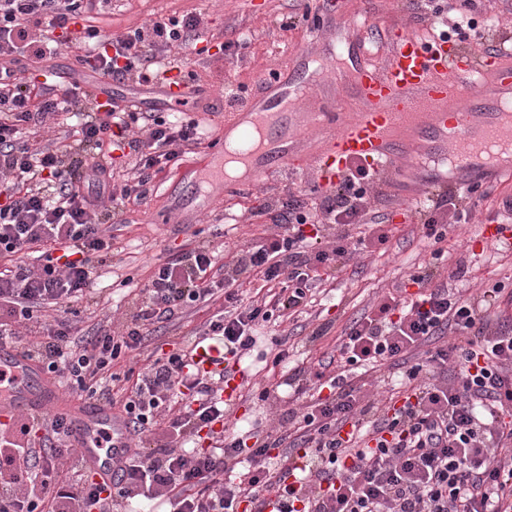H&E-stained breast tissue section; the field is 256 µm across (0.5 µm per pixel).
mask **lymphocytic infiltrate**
Returning a JSON list of instances; mask_svg holds the SVG:
<instances>
[{
	"mask_svg": "<svg viewBox=\"0 0 512 512\" xmlns=\"http://www.w3.org/2000/svg\"><path fill=\"white\" fill-rule=\"evenodd\" d=\"M108 0H0V344H10L65 379L82 400L112 403L124 382L121 414L133 448L112 483L73 480L59 467L71 454L62 414L15 418L0 427V512H120L139 498L162 500L170 512H261L278 490V512H512V331L493 324L499 288L480 298L454 288L462 268L440 278L434 268L412 275L411 297L389 293L353 322L315 373V395L288 410L264 441L229 435L208 452L191 449L200 431L223 423L230 406L217 396L222 375L199 371L190 356L204 341L235 359L251 351L253 328L270 322L273 305L298 312L324 277L352 251L383 245L388 233L352 236L380 225L370 208L377 179L359 163L322 190L318 203L287 201L275 229L241 249L223 271L208 245L158 264L135 315L119 335L76 340L73 324L98 264L112 251L106 225L111 202L145 199L159 173L179 166L205 133L199 120L168 119L120 106L94 105L68 132V150L43 145L47 119L78 112L66 89L23 76L27 60L52 58L75 44L85 61L124 82L153 77L159 56L198 30V15L161 16L148 26L107 35L95 17ZM78 32H71V25ZM127 140L131 178L114 182L112 143ZM419 230L441 258L448 227L468 223L462 195L445 192L418 207ZM333 224L335 238L315 239L306 226ZM254 273L275 302L243 303L239 280ZM224 292V310L171 351L139 369L113 363L140 348L148 326ZM454 330L458 340L411 366L413 385L401 404H382L354 383L355 369L380 372L385 361L415 352ZM454 363L455 381L435 380L432 365ZM282 458H274V450Z\"/></svg>",
	"mask_w": 512,
	"mask_h": 512,
	"instance_id": "lymphocytic-infiltrate-1",
	"label": "lymphocytic infiltrate"
}]
</instances>
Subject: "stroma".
<instances>
[{"instance_id": "obj_1", "label": "stroma", "mask_w": 512, "mask_h": 512, "mask_svg": "<svg viewBox=\"0 0 512 512\" xmlns=\"http://www.w3.org/2000/svg\"><path fill=\"white\" fill-rule=\"evenodd\" d=\"M474 4L473 16L483 38H467L465 47L478 57L485 46L512 39V0H474ZM187 13L201 15L200 27L159 68L178 67L212 91L217 111L199 113L198 118L218 140L224 137L226 118L241 109L243 99L256 92L270 73L293 65L292 51L309 48L324 53L322 23L328 18H335L336 33L353 30L377 61L386 53L385 26L402 24L423 37L443 31L431 15L417 9L414 0H112L111 13L98 21L107 32L121 33L160 16ZM309 155L306 142L289 138L286 166L260 178L256 188L244 195L219 197L208 183L197 184L168 171L158 174L146 199L117 209L109 228L112 254L81 304L79 335L120 331L142 299L155 266L190 250L198 241L209 243L224 266H233L244 244L272 224L274 207L287 192L311 201L315 181L302 163ZM488 190V197L475 199L469 223L450 227L442 244L449 262H462L467 269L458 288L474 296L497 283L512 290V214L504 212L502 205L512 197V182L494 183ZM175 204L181 206L185 223L170 222ZM371 205L388 219V243L345 260L302 315H283L258 328L256 347L246 363L253 382L273 388L272 404L263 406L248 388L239 389L227 419L228 430L263 433L268 411L281 414L299 407V399L286 384L295 367L312 366L319 356L333 352L345 329L378 297L401 289L415 293L410 275L434 266L432 249L416 224L399 223L396 202L383 181H376ZM223 306V296L217 295L172 321L151 325L144 346L118 360L114 372L142 367L157 357L159 349L203 326ZM281 348L287 351V360L272 365Z\"/></svg>"}]
</instances>
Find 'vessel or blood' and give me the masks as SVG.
Segmentation results:
<instances>
[{"label":"vessel or blood","instance_id":"obj_1","mask_svg":"<svg viewBox=\"0 0 512 512\" xmlns=\"http://www.w3.org/2000/svg\"><path fill=\"white\" fill-rule=\"evenodd\" d=\"M386 33L384 62L355 55L347 87L362 107L354 118L343 120L329 106L314 115L315 126L328 132L313 161L319 187L335 184L354 162L389 178L392 190L407 201L463 179L472 185L512 180V100L498 103L488 97L491 89L512 82V62L497 51L474 57L451 37L426 40L400 26ZM66 71L72 81L91 87L98 103L112 99L111 83L90 66L73 61ZM305 85L278 72L262 82L245 107L251 120L268 119L264 136H257L251 121L240 130L250 146L243 158L256 161L257 173H272L283 160L279 143L288 123L282 112ZM151 90L174 106L208 112L215 106L206 89L181 79L154 82ZM194 167L209 173L213 189H235V182L224 177L220 157L203 154ZM0 373L9 381L10 414H39L59 401L55 378L14 348L0 346ZM67 417L70 442L87 470L95 480L111 482L131 453L122 417L92 401L74 406Z\"/></svg>","mask_w":512,"mask_h":512}]
</instances>
